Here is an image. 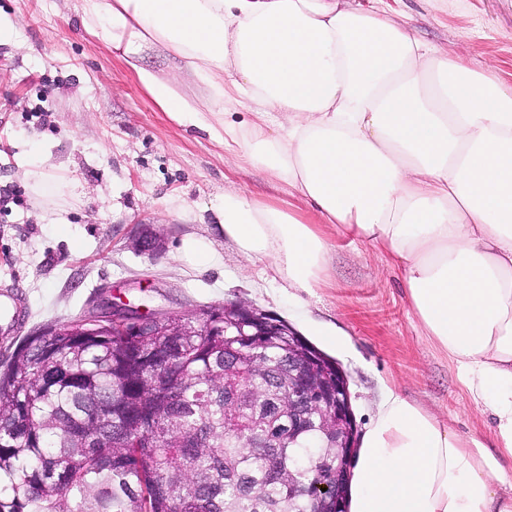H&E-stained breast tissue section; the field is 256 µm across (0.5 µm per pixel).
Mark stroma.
Listing matches in <instances>:
<instances>
[{"mask_svg":"<svg viewBox=\"0 0 512 512\" xmlns=\"http://www.w3.org/2000/svg\"><path fill=\"white\" fill-rule=\"evenodd\" d=\"M80 0H0L15 28L0 43V359L8 345L56 321L83 317L101 299L174 313L247 300L288 321L349 377L360 431L388 391L422 405L465 437L486 432L481 409L445 356L423 336L399 272L383 254L322 226L331 262L325 287H284L263 260L219 237L209 205L235 190L291 206L284 184L242 167L222 145L162 112L120 52L83 27ZM391 18L437 47L474 59L512 82V0H381ZM143 67L176 80L186 97L204 89L167 52ZM47 153L44 191L70 226L45 223L24 178L27 156ZM151 224L155 257L132 239ZM188 235L213 238L219 262L180 261Z\"/></svg>","mask_w":512,"mask_h":512,"instance_id":"35a3bbf8","label":"stroma"}]
</instances>
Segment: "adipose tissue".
Listing matches in <instances>:
<instances>
[{
	"instance_id": "ef3b65f1",
	"label": "adipose tissue",
	"mask_w": 512,
	"mask_h": 512,
	"mask_svg": "<svg viewBox=\"0 0 512 512\" xmlns=\"http://www.w3.org/2000/svg\"><path fill=\"white\" fill-rule=\"evenodd\" d=\"M81 20L171 119L315 215L228 191L211 203L221 235L307 292L329 268L320 225L382 253L424 335L490 412L487 435L465 439L388 393L350 512H512V83L352 0H81ZM151 47L210 107L141 66Z\"/></svg>"
}]
</instances>
